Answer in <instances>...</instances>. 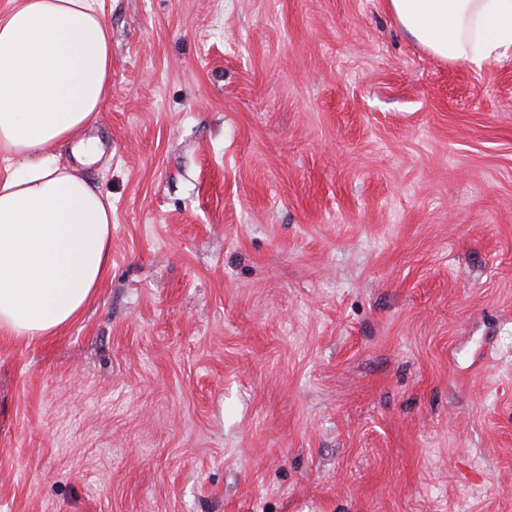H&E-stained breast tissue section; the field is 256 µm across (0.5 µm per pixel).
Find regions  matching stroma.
Returning <instances> with one entry per match:
<instances>
[{
  "label": "stroma",
  "mask_w": 512,
  "mask_h": 512,
  "mask_svg": "<svg viewBox=\"0 0 512 512\" xmlns=\"http://www.w3.org/2000/svg\"><path fill=\"white\" fill-rule=\"evenodd\" d=\"M112 264L0 338V512H512V57L385 0H104Z\"/></svg>",
  "instance_id": "stroma-1"
}]
</instances>
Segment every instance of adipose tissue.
I'll return each mask as SVG.
<instances>
[{
  "label": "adipose tissue",
  "mask_w": 512,
  "mask_h": 512,
  "mask_svg": "<svg viewBox=\"0 0 512 512\" xmlns=\"http://www.w3.org/2000/svg\"><path fill=\"white\" fill-rule=\"evenodd\" d=\"M439 59L512 54V0H386ZM112 89L103 0H14L0 14V335L38 341L76 320L107 273L112 203L56 147Z\"/></svg>",
  "instance_id": "1"
}]
</instances>
